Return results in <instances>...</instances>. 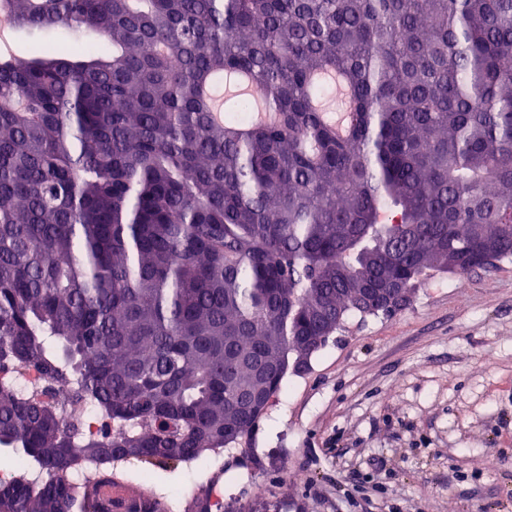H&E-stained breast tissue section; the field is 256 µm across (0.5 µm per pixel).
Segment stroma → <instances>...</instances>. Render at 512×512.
<instances>
[{
  "mask_svg": "<svg viewBox=\"0 0 512 512\" xmlns=\"http://www.w3.org/2000/svg\"><path fill=\"white\" fill-rule=\"evenodd\" d=\"M60 38L108 48L21 28L7 53ZM224 473V512H512V260L437 275L390 316L349 314ZM115 477L135 494L203 487L180 464Z\"/></svg>",
  "mask_w": 512,
  "mask_h": 512,
  "instance_id": "stroma-1",
  "label": "stroma"
}]
</instances>
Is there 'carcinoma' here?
<instances>
[{
    "mask_svg": "<svg viewBox=\"0 0 512 512\" xmlns=\"http://www.w3.org/2000/svg\"><path fill=\"white\" fill-rule=\"evenodd\" d=\"M102 35L0 58V372L75 382L119 433L0 382V512H116L87 459L243 438L352 313L512 258V0H0ZM248 73L253 91L230 80ZM340 75L347 91L316 72ZM220 101L221 119L212 101ZM133 512H166L152 493ZM196 512H224L202 491ZM105 470H107L105 463L91 460L82 461L70 470L67 478L78 486L95 480Z\"/></svg>",
    "mask_w": 512,
    "mask_h": 512,
    "instance_id": "1",
    "label": "carcinoma"
}]
</instances>
